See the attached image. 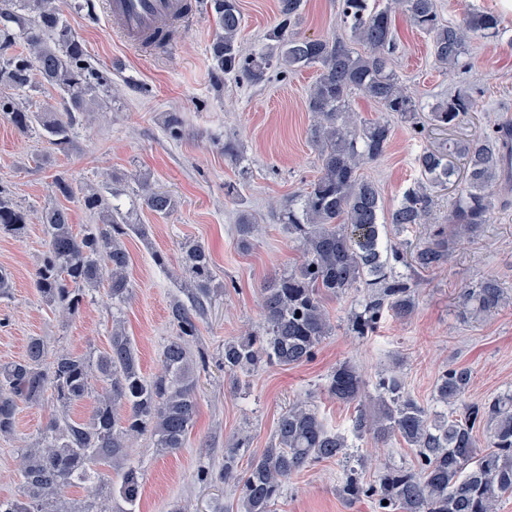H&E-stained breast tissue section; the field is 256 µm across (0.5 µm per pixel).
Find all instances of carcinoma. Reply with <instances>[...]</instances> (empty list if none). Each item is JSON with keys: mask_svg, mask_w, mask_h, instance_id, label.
Listing matches in <instances>:
<instances>
[{"mask_svg": "<svg viewBox=\"0 0 512 512\" xmlns=\"http://www.w3.org/2000/svg\"><path fill=\"white\" fill-rule=\"evenodd\" d=\"M302 6L303 0H278L279 21L266 34L271 49L245 55L239 42V0H209L221 29L211 56L222 72L258 85L270 80L272 70L282 77L299 68L318 71L307 108L315 115L309 135L319 172L282 210L299 261L261 288L263 327L224 342V372L234 386L262 363L295 366L313 359L332 331L328 298L363 289L360 308L350 318L358 336L373 332L386 311L397 319L410 316L418 275L448 263V234H472L488 223L496 191L512 182V124L504 122L474 138L422 150L416 157L421 179L385 216L376 183L361 170L386 155L393 127L385 119L359 121L349 108L350 95L359 92L412 129L420 124L421 105L391 66L399 48L396 10L430 36L434 61L445 70L466 66L471 37L501 36L496 15L470 12L460 24H444L435 0H394L383 7L371 0H341L342 23L350 32L346 40L288 33ZM19 42L24 44L20 51ZM36 75L63 93L65 111L29 112L14 97L0 95V117L19 132L39 133L63 149L71 141L75 113L89 111L93 93L111 79L89 62L61 0H0V83L32 90ZM478 105V97L463 89L433 104L428 120L447 130ZM452 155L465 159L468 170L448 218L429 226L422 247L388 243V227L402 232L422 223L433 204L432 190L447 188L456 175L448 160ZM79 203L97 223L78 232L65 208L42 212L47 246L36 272L37 291L46 303L73 314L105 285L111 306L119 308L133 294L122 237L143 236L145 230L98 193L81 196ZM143 203L164 216L177 207L163 190L148 192ZM25 225L24 210L0 189V233L17 236ZM255 230L249 215H240L242 248L250 247ZM400 267L407 273L398 272ZM181 268L187 300L170 304L176 333L163 349L160 374L143 375L138 350L119 322L112 325L109 346L102 351L51 355L44 340L33 336L23 359L0 363V438L14 435L20 404L37 405L48 393L58 406L33 446L22 449L20 493L0 498V512H135L143 473L127 458L128 442L148 433L164 453L184 446L198 413L197 367L189 346L221 284L215 282L212 256L202 243H181ZM503 301L498 281L486 279L465 291L462 305L466 313L483 315ZM470 381L467 369L444 371L435 399L449 412L431 415L405 392L396 370L380 375L370 389L354 365L341 363L329 375L326 391L354 408L349 433L328 429L310 401H298L279 416L269 446L245 466H239L238 455L249 440L230 444L224 451V478L240 487L243 512H277L288 478L318 462L349 456L348 436L382 442L397 438L416 451L418 466L386 470L375 485L363 483L351 470L342 482L345 496H374L379 512H496L497 502L512 495V395L468 405L463 398ZM86 399L93 401L91 417L71 418L70 406ZM482 426L490 435L485 450L476 439ZM101 465L116 470L118 483L105 479ZM72 484L85 486L88 497L63 498L61 490Z\"/></svg>", "mask_w": 512, "mask_h": 512, "instance_id": "1", "label": "carcinoma"}]
</instances>
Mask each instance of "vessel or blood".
I'll return each mask as SVG.
<instances>
[{
    "label": "vessel or blood",
    "mask_w": 512,
    "mask_h": 512,
    "mask_svg": "<svg viewBox=\"0 0 512 512\" xmlns=\"http://www.w3.org/2000/svg\"><path fill=\"white\" fill-rule=\"evenodd\" d=\"M181 0H106L110 21L133 45L161 29L179 13Z\"/></svg>",
    "instance_id": "1"
}]
</instances>
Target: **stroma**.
Listing matches in <instances>:
<instances>
[{
	"label": "stroma",
	"mask_w": 512,
	"mask_h": 512,
	"mask_svg": "<svg viewBox=\"0 0 512 512\" xmlns=\"http://www.w3.org/2000/svg\"><path fill=\"white\" fill-rule=\"evenodd\" d=\"M192 3V14L183 19L167 48L149 51L128 45L109 25L105 0H68L67 19L91 63L109 73L110 91L101 93L93 111L78 113L64 152L0 120V188L29 216L20 236L0 234V268L13 278L10 297L0 299V362L20 360L32 336L42 337L52 352L105 349L112 322L118 319L138 349L143 374L154 376L163 368V346L175 334L169 304L183 295L181 242L195 239L208 247L223 283L200 323L196 347L208 363L199 373L198 415L184 448L162 453L144 435L128 450L145 474L137 512H169L175 503L182 512H233L239 491L221 475L227 443L246 436L250 453H259L293 402L312 400L330 428L347 430L352 407L326 392L328 375L346 361L371 385L389 367H398L406 392L432 413L440 409L435 384L450 368L470 371L467 402L512 394V189L505 191V205L496 206L477 235L449 237L450 260L420 275L409 318L384 315L377 332L362 337L348 329V316L361 292L326 299L335 329L311 362L265 365L232 388L221 364L225 340L261 328L263 282L298 260L281 210L318 172V154L308 138L313 117L306 107L317 71L304 68L254 86L217 74L209 51L216 18L204 0ZM436 5L442 19L453 24L472 11L494 13L505 34L491 41L472 37L467 70L444 71L434 63L429 37L397 16L400 48L393 68L422 107L430 108L461 88L477 91L480 104L447 131L429 129L416 135L408 124L395 122L387 154L362 170L377 183L387 212L419 180L415 158L422 149L512 122V0H436ZM241 10L239 40L249 53L277 22L278 0H241ZM293 31L310 38L343 36L340 0H305ZM172 112L182 122L178 141L165 126ZM228 139L238 143L239 159L225 158ZM60 176L71 184L73 198L55 193L53 182ZM146 183L170 192L176 210L167 216L148 210L141 202ZM89 190L130 210L132 223L145 225L147 234L124 239L134 292L122 309H113L106 292L100 291L79 313L65 315L44 302L35 287L46 244L39 217L45 207L59 205L68 209L75 228H82L91 217L75 197ZM459 190L454 184L436 191L425 223L390 233V240L424 245L429 225L447 217ZM244 213L257 223L253 246L246 252L237 246L235 229ZM157 252L166 255V267L155 264ZM487 279L500 283L506 303L486 315L464 313L463 292ZM55 413L48 398L20 405L14 436L0 439V498L18 495L20 451ZM355 446L365 457L360 474L367 483L385 469L417 464L414 451L396 439L379 445L367 437ZM204 465L210 468L205 479L200 476ZM345 468L342 461H322L289 479L278 512H376L373 499L342 495Z\"/></svg>",
	"instance_id": "obj_1"
}]
</instances>
